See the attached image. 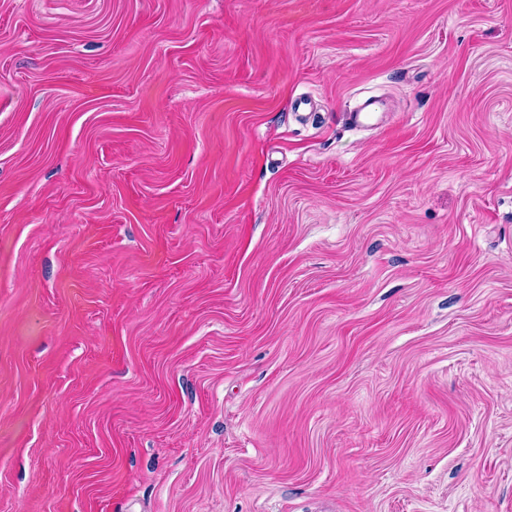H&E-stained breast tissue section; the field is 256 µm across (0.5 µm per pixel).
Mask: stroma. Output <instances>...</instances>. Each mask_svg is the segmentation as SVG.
Here are the masks:
<instances>
[{"label":"stroma","instance_id":"obj_1","mask_svg":"<svg viewBox=\"0 0 512 512\" xmlns=\"http://www.w3.org/2000/svg\"><path fill=\"white\" fill-rule=\"evenodd\" d=\"M0 512H512V0H0Z\"/></svg>","mask_w":512,"mask_h":512}]
</instances>
